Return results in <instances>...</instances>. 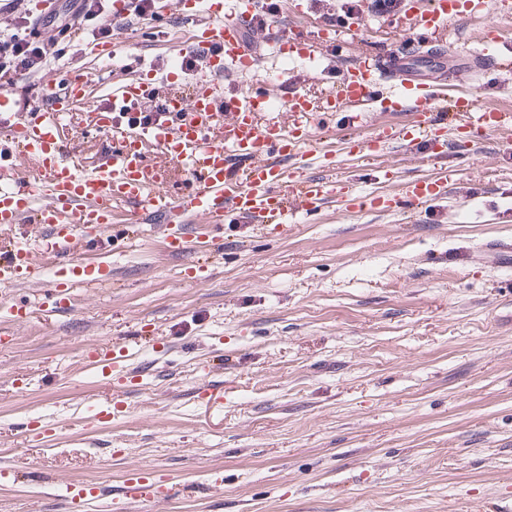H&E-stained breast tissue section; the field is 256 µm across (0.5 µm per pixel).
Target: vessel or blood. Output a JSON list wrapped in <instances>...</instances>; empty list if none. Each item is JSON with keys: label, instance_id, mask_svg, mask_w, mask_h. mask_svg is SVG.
<instances>
[{"label": "vessel or blood", "instance_id": "obj_1", "mask_svg": "<svg viewBox=\"0 0 512 512\" xmlns=\"http://www.w3.org/2000/svg\"><path fill=\"white\" fill-rule=\"evenodd\" d=\"M258 7V0H237L228 13L224 0H205L204 14L192 35V50L203 62L202 71L185 91L175 83L178 69H170L169 81L163 82L150 77L130 53L119 52L114 44L96 45L99 61L121 70L125 78L113 87L107 103L96 109L116 145L90 167L69 160L58 135L71 112L87 102L88 71L74 72L69 63H62L65 92H58L52 80H44L41 97L22 112L11 111L7 93L0 88V225L14 230L11 247L0 258L1 287L44 286V304L52 310H68L79 289L110 285V266L93 261L91 254L111 249V228L121 222L128 204L139 206L151 223L160 226L170 253L188 255L196 269L202 256L223 251L224 240L212 235L189 245L188 217H201L214 228L233 215L262 229L270 224L285 227L348 194L349 180L310 178L291 163L311 146L324 155L333 153V143L315 140L300 127L275 135L257 121L258 113L278 107L314 111L312 101L297 92L285 98L259 89L245 94L224 81L228 68L249 72L256 63L248 25ZM477 16L465 0H423L415 27L427 35ZM262 36L273 56L300 60V68L293 71L295 79L332 75L327 109L344 113L352 139H366L370 152L394 143L410 148L415 142L408 129L373 126L372 114L377 110H409L412 128L423 132L431 153L447 146L448 128L455 122L475 145L490 134L512 131V111L473 110L469 94L452 95L443 86L423 82L408 57H396L385 68L362 58L340 68L333 57L312 54L270 14ZM155 101L163 109L149 123L128 124L126 107ZM219 128L224 131L220 137L215 134ZM152 148L160 149L186 173L183 196L164 187L160 168L148 156ZM447 193V184L414 179L387 202L419 206ZM32 225L46 236L53 262L36 254L28 233ZM135 355L134 346L128 345L112 356L98 354L95 363L125 372Z\"/></svg>", "mask_w": 512, "mask_h": 512}]
</instances>
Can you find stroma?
I'll return each instance as SVG.
<instances>
[{
    "label": "stroma",
    "mask_w": 512,
    "mask_h": 512,
    "mask_svg": "<svg viewBox=\"0 0 512 512\" xmlns=\"http://www.w3.org/2000/svg\"><path fill=\"white\" fill-rule=\"evenodd\" d=\"M294 2L275 0L276 15L315 53L381 59L431 46L425 78L512 108V79L483 82L470 24L425 47L410 0L383 16L370 0H313L301 20ZM346 6L358 25H339ZM172 29H193L174 4L113 40L159 68L178 52ZM64 58L95 74L71 118L82 135L67 140L89 166L114 146L93 109L116 74L79 40ZM291 69L229 78L322 104L328 79L297 85ZM257 120L350 139L337 113L280 108ZM299 164L308 177H353L350 200L285 229L225 225L209 278L146 226L139 250L109 255L111 285L82 293L78 310H40L36 287L0 291L35 309L0 335V512H73L59 482L96 486L86 512H111L127 477L147 472L171 485L129 512H512V266L475 258L487 242L512 243V140L495 133L472 151L453 138L436 161L396 147L332 163L309 152ZM385 167L447 181L448 195L406 211L364 205L391 192ZM129 343L138 351L124 380L88 365V353ZM106 406L112 421L96 422ZM26 418L55 436L31 442Z\"/></svg>",
    "instance_id": "stroma-1"
}]
</instances>
